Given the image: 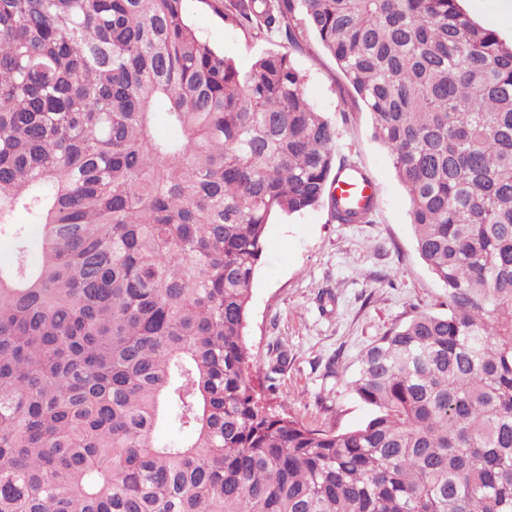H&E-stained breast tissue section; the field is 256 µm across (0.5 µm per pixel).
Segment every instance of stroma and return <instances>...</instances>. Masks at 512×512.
Masks as SVG:
<instances>
[{
    "mask_svg": "<svg viewBox=\"0 0 512 512\" xmlns=\"http://www.w3.org/2000/svg\"><path fill=\"white\" fill-rule=\"evenodd\" d=\"M188 18L239 69L280 49L228 26L200 0H190ZM293 61L311 104L335 124L341 153L376 183L378 206L367 224L336 223L324 207L273 218L251 286L245 342L254 380H274L276 411L342 431L372 414L351 386L362 353L412 309L446 313L447 290L415 251L406 190L335 60L309 36Z\"/></svg>",
    "mask_w": 512,
    "mask_h": 512,
    "instance_id": "1",
    "label": "stroma"
}]
</instances>
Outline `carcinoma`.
Returning a JSON list of instances; mask_svg holds the SVG:
<instances>
[{
	"label": "carcinoma",
	"mask_w": 512,
	"mask_h": 512,
	"mask_svg": "<svg viewBox=\"0 0 512 512\" xmlns=\"http://www.w3.org/2000/svg\"><path fill=\"white\" fill-rule=\"evenodd\" d=\"M187 2L0 0V512H512V45L458 0H200L291 46L242 72ZM307 34L448 288L364 351L338 432L270 411L244 340L271 216L376 207L333 194L358 166Z\"/></svg>",
	"instance_id": "1"
}]
</instances>
